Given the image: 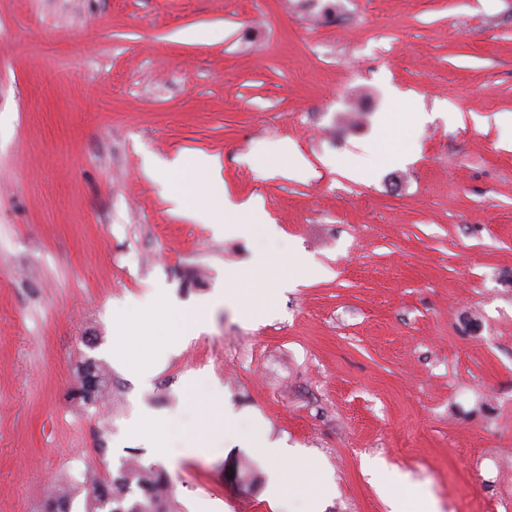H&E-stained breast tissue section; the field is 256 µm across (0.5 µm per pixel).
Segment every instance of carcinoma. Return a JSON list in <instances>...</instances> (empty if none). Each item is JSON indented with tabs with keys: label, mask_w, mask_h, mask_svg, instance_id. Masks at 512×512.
<instances>
[{
	"label": "carcinoma",
	"mask_w": 512,
	"mask_h": 512,
	"mask_svg": "<svg viewBox=\"0 0 512 512\" xmlns=\"http://www.w3.org/2000/svg\"><path fill=\"white\" fill-rule=\"evenodd\" d=\"M75 396L87 407H95L112 389L107 371L95 362L83 364ZM87 512H168L171 492L166 477L138 462L120 468L112 481L85 487ZM45 512H71V497L63 491L45 505Z\"/></svg>",
	"instance_id": "obj_1"
}]
</instances>
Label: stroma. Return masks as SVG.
I'll return each instance as SVG.
<instances>
[{
    "instance_id": "obj_1",
    "label": "stroma",
    "mask_w": 512,
    "mask_h": 512,
    "mask_svg": "<svg viewBox=\"0 0 512 512\" xmlns=\"http://www.w3.org/2000/svg\"><path fill=\"white\" fill-rule=\"evenodd\" d=\"M511 128L512 0H0V512L133 455L174 512H303L270 505L259 449L162 457L138 430L221 423L212 385L320 512H391L378 463L441 512H512ZM200 152L274 238L196 220L207 176L166 163ZM242 268L272 294L257 322L212 304ZM159 296L205 329L145 385L112 316L139 327ZM89 359L104 414L72 398Z\"/></svg>"
}]
</instances>
